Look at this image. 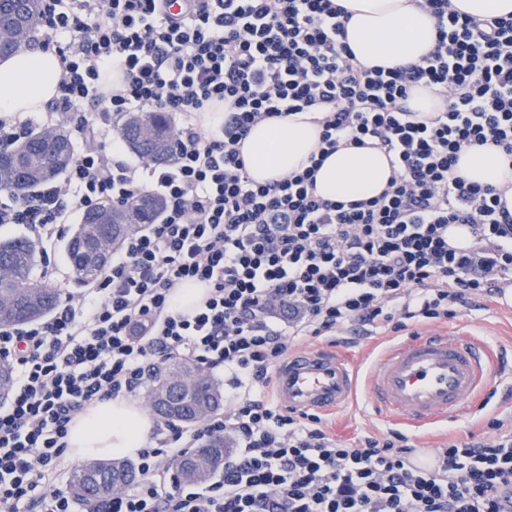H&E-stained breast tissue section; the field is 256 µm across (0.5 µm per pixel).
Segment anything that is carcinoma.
<instances>
[{
	"label": "carcinoma",
	"mask_w": 512,
	"mask_h": 512,
	"mask_svg": "<svg viewBox=\"0 0 512 512\" xmlns=\"http://www.w3.org/2000/svg\"><path fill=\"white\" fill-rule=\"evenodd\" d=\"M40 0H0V57L30 43L39 24ZM122 139L138 157L158 164L176 156L174 122L168 112H126L119 119ZM75 149L67 122L52 129L32 130L18 145L0 150V188L17 193L57 180L73 162ZM163 208L161 197L140 194L122 207L108 204L83 213L66 239L64 252L72 280L87 286L103 265L95 260L96 248L108 243L117 249L123 239L144 224H151ZM38 244L25 236L0 238V325L14 326L52 314L59 301L55 288L38 284L35 257ZM223 406L219 385L191 363L171 364L149 390L150 410L165 421L192 424ZM229 451L224 438H213L180 459L177 473L183 482L209 481L224 464ZM137 474L125 460L86 463L69 478L72 496L80 503L101 500L133 482Z\"/></svg>",
	"instance_id": "cac0c4a2"
}]
</instances>
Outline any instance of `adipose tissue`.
Returning a JSON list of instances; mask_svg holds the SVG:
<instances>
[{"label": "adipose tissue", "mask_w": 512, "mask_h": 512, "mask_svg": "<svg viewBox=\"0 0 512 512\" xmlns=\"http://www.w3.org/2000/svg\"><path fill=\"white\" fill-rule=\"evenodd\" d=\"M351 13L347 42L365 66L395 67L416 62L435 38V21L413 0H341ZM57 55L26 48L0 58V113L41 112L58 93ZM321 128L302 116L277 117L254 126L241 151L250 177L260 183L309 164ZM456 172L468 181L503 190L512 210V155L495 145L462 153ZM392 169L386 154L372 148H343L316 174V195L348 203L369 200L387 186ZM153 423L144 408L124 398L87 407L73 420L67 455L76 461L133 456L146 444Z\"/></svg>", "instance_id": "obj_1"}]
</instances>
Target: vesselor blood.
Here are the masks:
<instances>
[{"label": "vessel or blood", "instance_id": "1", "mask_svg": "<svg viewBox=\"0 0 512 512\" xmlns=\"http://www.w3.org/2000/svg\"><path fill=\"white\" fill-rule=\"evenodd\" d=\"M501 377L497 356L466 330L428 333L385 347L368 369L325 347L289 353L273 373L276 399L330 414L364 393L389 420L425 428L453 419Z\"/></svg>", "mask_w": 512, "mask_h": 512}]
</instances>
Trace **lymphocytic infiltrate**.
<instances>
[{
	"label": "lymphocytic infiltrate",
	"mask_w": 512,
	"mask_h": 512,
	"mask_svg": "<svg viewBox=\"0 0 512 512\" xmlns=\"http://www.w3.org/2000/svg\"><path fill=\"white\" fill-rule=\"evenodd\" d=\"M180 11H173V4ZM436 35L419 62L367 67L345 41L339 0H43L36 39L62 75L54 111L82 149L64 177L25 194L0 189V227L42 240L68 214L164 201L128 236L88 296L62 294L47 319L0 327V361L15 376L0 404V512H505L512 503V428L455 439L437 464L410 466L398 431L342 445L314 413L276 404L272 376L294 340L376 336L502 295L512 282V211L491 186L455 171L487 144L512 154V16L476 18L450 0H415ZM119 64L116 84L107 66ZM438 112L415 117L416 87ZM224 108L220 133L201 112ZM320 110L322 156L340 146L389 156L387 188L348 204L314 194V167L259 183L241 142L267 119ZM179 116L169 165H129L103 134L126 112ZM467 226L455 247L448 228ZM208 289L193 313L174 288ZM223 370L224 414L157 424L137 454V480L77 503L60 475L67 436L90 405L142 397L172 360ZM224 436L218 477L184 485L174 465Z\"/></svg>",
	"instance_id": "1"
}]
</instances>
